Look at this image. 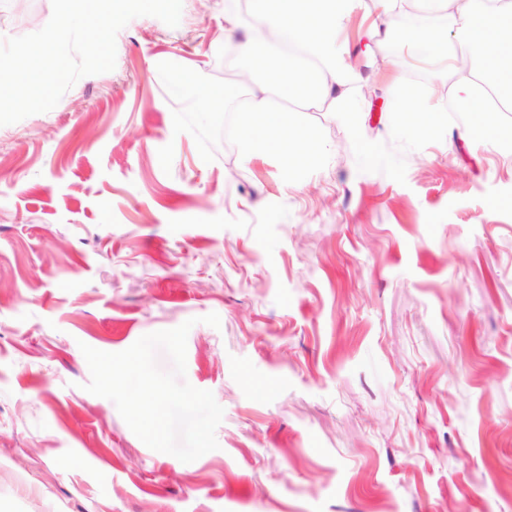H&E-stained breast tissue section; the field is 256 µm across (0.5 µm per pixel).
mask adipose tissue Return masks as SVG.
Wrapping results in <instances>:
<instances>
[{
    "instance_id": "adipose-tissue-1",
    "label": "adipose tissue",
    "mask_w": 512,
    "mask_h": 512,
    "mask_svg": "<svg viewBox=\"0 0 512 512\" xmlns=\"http://www.w3.org/2000/svg\"><path fill=\"white\" fill-rule=\"evenodd\" d=\"M413 0H372V7L391 20L401 45L430 60L434 76H448L450 99L469 103L479 112V132H487L483 118L489 113L512 112V0H420L426 8H439L454 18L446 29L401 24ZM363 0H257L251 20L227 15L231 28L246 26L247 35L237 41L225 37L255 78L236 122L244 160L273 154L290 172L319 160L315 131L297 124L295 113L326 110L357 112L358 74L342 56V33L347 20ZM301 48L318 65L320 84L304 90V81L286 62L275 60L268 31ZM393 105L408 126L427 134L441 126L443 105L425 93H403L395 83Z\"/></svg>"
}]
</instances>
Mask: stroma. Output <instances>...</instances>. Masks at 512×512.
Returning a JSON list of instances; mask_svg holds the SVG:
<instances>
[{
	"label": "stroma",
	"instance_id": "stroma-1",
	"mask_svg": "<svg viewBox=\"0 0 512 512\" xmlns=\"http://www.w3.org/2000/svg\"><path fill=\"white\" fill-rule=\"evenodd\" d=\"M226 0L143 16L112 71L0 126V512H512V115L417 136L360 16L362 112H303L320 162L244 161L206 92ZM20 0L0 40L42 29ZM218 314L220 327L203 324ZM196 318L219 447L152 450L92 395L105 352Z\"/></svg>",
	"mask_w": 512,
	"mask_h": 512
}]
</instances>
